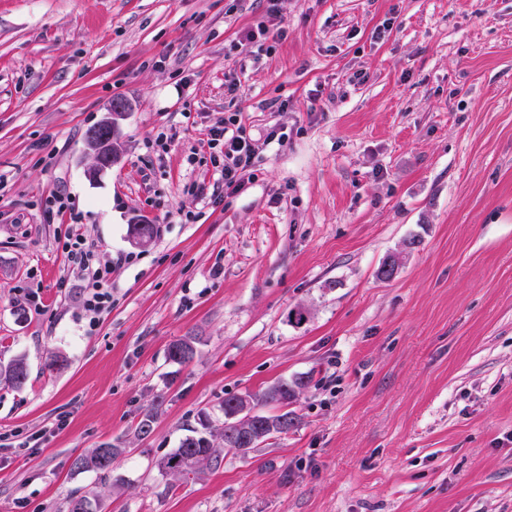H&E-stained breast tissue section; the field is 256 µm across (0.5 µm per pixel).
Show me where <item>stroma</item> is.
Instances as JSON below:
<instances>
[{
	"label": "stroma",
	"instance_id": "1",
	"mask_svg": "<svg viewBox=\"0 0 512 512\" xmlns=\"http://www.w3.org/2000/svg\"><path fill=\"white\" fill-rule=\"evenodd\" d=\"M279 7L288 35L258 56L237 42L267 0H0V362L28 365L0 382V512H66L78 489L97 512H512V0ZM115 99L118 160L93 178L86 133ZM235 110L287 139L213 206L199 139ZM55 191L112 267L90 335L40 209ZM280 380L294 429L159 472ZM103 443L120 487L72 467ZM28 378L27 365L24 358L17 357L7 365H0V380L16 387L23 386ZM193 434L184 436L173 452L161 459L157 466L164 474L195 473L217 462L219 455L206 437L198 434L196 430H189Z\"/></svg>",
	"mask_w": 512,
	"mask_h": 512
}]
</instances>
